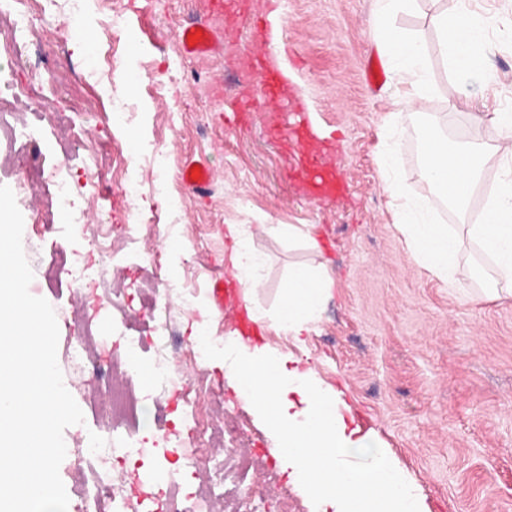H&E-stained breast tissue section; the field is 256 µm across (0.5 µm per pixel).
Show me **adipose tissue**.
Masks as SVG:
<instances>
[{
    "mask_svg": "<svg viewBox=\"0 0 512 512\" xmlns=\"http://www.w3.org/2000/svg\"><path fill=\"white\" fill-rule=\"evenodd\" d=\"M413 7L414 0H377L371 25L390 69L412 87L410 93L400 96V110L394 119L401 123L414 116L418 130L425 134L420 177L428 188L438 191L463 216L469 215L476 191H483L485 200L475 222L453 227L432 223L424 215L426 198L405 195L397 157L389 152L380 155L379 166L397 226L412 258L444 280L453 278L454 258L462 243H470L481 254L486 264L478 288L469 295L471 301L511 297L512 113H471L474 126L488 123L497 129L498 138L492 144L479 138L459 141L436 135L435 121L416 109L417 103L432 92L424 79L427 61L421 40L414 32L393 24L395 16ZM435 23L455 70L485 69L491 52L483 39L486 21L472 10L471 0H454L451 13L440 14ZM492 161L503 174L489 184L485 169ZM268 230L265 224L225 227L234 243L230 261L254 321L261 318L254 305L262 284L257 274L261 257L249 239ZM333 287L326 265L292 269L278 325L297 345H305L314 331L321 306L331 297ZM224 351L233 362L232 374L253 412L271 422L283 469L300 478L309 496L328 512H429L399 460L377 455L373 435L348 426L340 392L320 379L315 366L240 335L225 342Z\"/></svg>",
    "mask_w": 512,
    "mask_h": 512,
    "instance_id": "obj_1",
    "label": "adipose tissue"
}]
</instances>
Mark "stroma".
Masks as SVG:
<instances>
[{"label":"stroma","mask_w":512,"mask_h":512,"mask_svg":"<svg viewBox=\"0 0 512 512\" xmlns=\"http://www.w3.org/2000/svg\"><path fill=\"white\" fill-rule=\"evenodd\" d=\"M452 7L453 0H417L395 24L416 32L426 50L434 92L418 111L435 114L448 133L476 136L470 113L512 110V0L472 2L487 20L494 47L484 73L453 70L442 51L434 19ZM277 9L282 45L303 61L291 77L316 122L338 138L336 163L348 191L332 201L310 203L292 193L290 164L264 136L262 113L245 122L226 117L225 98L252 78L244 48L256 34L248 26L225 31L223 16L206 0H89L88 42L47 35L36 17L21 51L0 53V98L20 97L18 120L34 127L31 139L0 157V185L17 189L34 166L66 168L75 184L73 211L47 212L54 192L49 181L19 205L23 250L34 274L29 291L55 311L58 364L64 382H76L72 395L84 415L83 423L66 428L64 441L72 446L78 437L100 435L110 415L112 362L125 356L119 337H136L134 362L148 367L163 335H172V349L180 353L199 332L222 338L234 331L232 302L218 312L208 297L214 277H233L225 225L303 224L315 227L320 255L272 232L253 239L267 258L255 298L268 322L261 342L309 361L341 391L352 417L364 418L380 448L401 462L430 512H512V297L469 302L478 284L476 255H463L455 282L446 283L412 259L394 222L377 162L380 147L392 140L400 145L405 184L427 195L436 222L456 224L460 217L424 187L415 125L388 124L398 109L396 76L386 74L372 89L365 84L366 60L380 56L370 32L376 0H280ZM116 15L122 25L104 45L103 30ZM192 23L218 32L216 52L182 54L176 33ZM105 49L120 63L112 73L114 96L139 107L136 121L121 128L112 124L113 96L86 73L87 57ZM49 76L61 78V85L41 90ZM154 150L170 157L163 175L169 192L148 190L129 200L119 178L132 169L152 184L156 175L146 155ZM202 157L216 178L207 194L197 195L180 172L187 160ZM174 197L180 208L171 206ZM78 211L85 220L77 230ZM101 222L116 245L103 257L91 244ZM60 253L78 254L81 272L45 279L44 268ZM318 262L329 266L336 289L301 350L273 322L289 267ZM116 288L122 291L117 304ZM184 288L195 292L188 306L177 300ZM86 337L98 350L72 369L67 353ZM199 368L201 378L188 380V392L159 386L141 401L131 428L144 439L147 455L108 464L161 485L180 473L179 486L168 494L174 512H182L192 486L209 479L205 471L196 478L183 472V449L170 438L174 431L189 436L180 422L187 410L212 417L224 411L237 422L223 447L201 448L202 462L246 451L260 457L275 445L268 424L231 380L222 346H214ZM215 490L234 493L242 512H320L275 458Z\"/></svg>","instance_id":"stroma-1"}]
</instances>
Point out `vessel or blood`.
Returning a JSON list of instances; mask_svg holds the SVG:
<instances>
[{"label": "vessel or blood", "instance_id": "obj_1", "mask_svg": "<svg viewBox=\"0 0 512 512\" xmlns=\"http://www.w3.org/2000/svg\"><path fill=\"white\" fill-rule=\"evenodd\" d=\"M214 7L225 22L235 25L247 20L250 0H215ZM277 28L274 22L262 28L257 42L249 48L255 81L241 91L234 114L243 117L250 112L276 109L280 119L268 126V136L283 148L292 140L298 145L292 153V185L313 198L331 197L336 193V175L327 170L324 159L336 142L331 136L317 134L309 109L298 98L297 86L290 83L287 70L275 64L274 57L280 51L273 39ZM177 38L183 52L191 56L210 54L217 43L214 30L204 24L182 28ZM181 177L195 193L207 192L213 181L210 165L204 159L188 161Z\"/></svg>", "mask_w": 512, "mask_h": 512}]
</instances>
